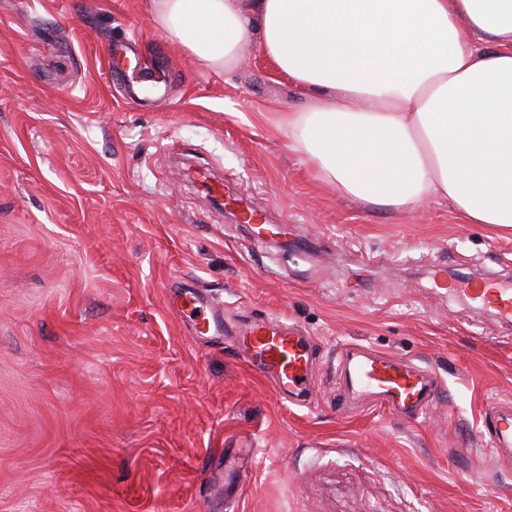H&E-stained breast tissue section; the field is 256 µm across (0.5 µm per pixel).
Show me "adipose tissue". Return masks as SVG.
<instances>
[{"label": "adipose tissue", "instance_id": "ef3b65f1", "mask_svg": "<svg viewBox=\"0 0 512 512\" xmlns=\"http://www.w3.org/2000/svg\"><path fill=\"white\" fill-rule=\"evenodd\" d=\"M169 39L231 69L258 41L307 100L279 128L324 181L512 226V0H155Z\"/></svg>", "mask_w": 512, "mask_h": 512}]
</instances>
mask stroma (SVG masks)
Segmentation results:
<instances>
[{
  "label": "stroma",
  "instance_id": "stroma-1",
  "mask_svg": "<svg viewBox=\"0 0 512 512\" xmlns=\"http://www.w3.org/2000/svg\"><path fill=\"white\" fill-rule=\"evenodd\" d=\"M117 42L169 82L124 98ZM304 104L259 45L230 71L191 56L152 0H0V512H512L487 415L512 401V326L429 274L512 281V228L340 194L275 126ZM182 282L234 328L312 337L310 403L195 335ZM350 345L436 372L427 415L347 400Z\"/></svg>",
  "mask_w": 512,
  "mask_h": 512
}]
</instances>
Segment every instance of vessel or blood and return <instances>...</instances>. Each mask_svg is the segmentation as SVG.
Instances as JSON below:
<instances>
[{"instance_id": "obj_1", "label": "vessel or blood", "mask_w": 512, "mask_h": 512, "mask_svg": "<svg viewBox=\"0 0 512 512\" xmlns=\"http://www.w3.org/2000/svg\"><path fill=\"white\" fill-rule=\"evenodd\" d=\"M463 294L479 312H491L503 325L512 324V286L488 277L468 282ZM182 309L196 317L197 335L219 336L224 332V312L203 307L196 292L178 297ZM244 361L261 373L275 378L279 391L295 402L307 397L313 378L314 344L293 327L269 320L254 321L239 339ZM340 366L348 391L361 396L377 395L392 413L410 417L427 410L440 382L428 369L372 353L363 348L344 349ZM493 428L491 445L497 452L512 453V404L497 403L490 408Z\"/></svg>"}]
</instances>
